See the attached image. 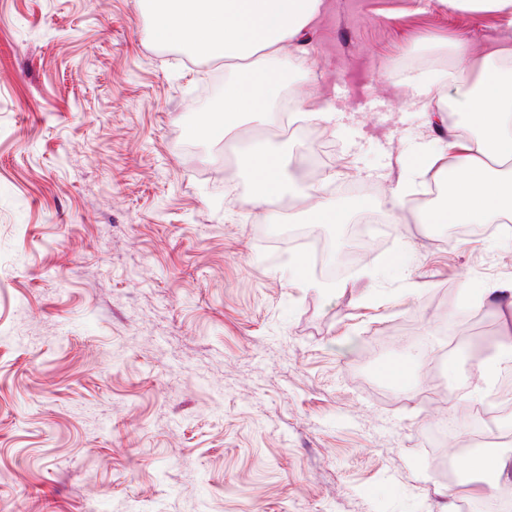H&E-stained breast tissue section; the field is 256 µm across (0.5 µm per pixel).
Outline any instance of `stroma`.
<instances>
[{
	"label": "stroma",
	"instance_id": "obj_1",
	"mask_svg": "<svg viewBox=\"0 0 512 512\" xmlns=\"http://www.w3.org/2000/svg\"><path fill=\"white\" fill-rule=\"evenodd\" d=\"M476 56L496 16L439 0H325L286 98L319 97L316 138L194 132L204 74L152 35L140 0H0V512H442L430 429L495 405L450 356L489 365L502 322L477 297L512 281V214L470 239L428 231L392 189L467 120L451 42ZM433 85L451 110L412 103ZM336 151L281 216L319 201L337 243L365 211L382 248L333 291L304 248L270 244L239 158ZM465 310L453 328L451 307Z\"/></svg>",
	"mask_w": 512,
	"mask_h": 512
}]
</instances>
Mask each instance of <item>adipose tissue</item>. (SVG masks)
<instances>
[{"mask_svg": "<svg viewBox=\"0 0 512 512\" xmlns=\"http://www.w3.org/2000/svg\"><path fill=\"white\" fill-rule=\"evenodd\" d=\"M151 31L166 44L191 55L250 61L254 68L225 83L219 107L202 119L208 135L223 138L249 123L268 124L276 110L281 76L270 70L320 14L324 0H145ZM454 9L474 15L493 14L502 22L496 47L475 62L471 43L458 37L454 54L471 79V136L448 131V147L421 149V164L397 185L392 208L407 205L420 178L439 171L453 175L448 208L431 212V224H495L512 211V0H448ZM253 177L250 204L274 212L292 189L286 156L269 151L243 155Z\"/></svg>", "mask_w": 512, "mask_h": 512, "instance_id": "obj_1", "label": "adipose tissue"}]
</instances>
